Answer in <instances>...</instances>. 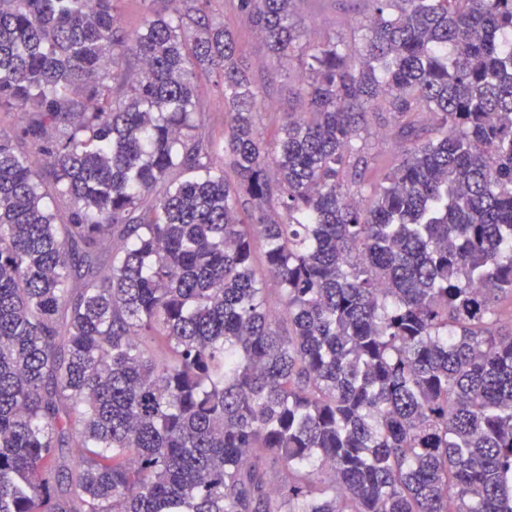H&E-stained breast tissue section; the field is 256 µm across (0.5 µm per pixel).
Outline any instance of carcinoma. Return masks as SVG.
I'll return each instance as SVG.
<instances>
[{"label":"carcinoma","instance_id":"obj_1","mask_svg":"<svg viewBox=\"0 0 512 512\" xmlns=\"http://www.w3.org/2000/svg\"><path fill=\"white\" fill-rule=\"evenodd\" d=\"M114 2L0 0V512H512V0H224L302 66L268 138L210 0ZM116 13L120 25L127 31L139 30L145 24L146 15L140 2L136 0H121L117 4ZM313 1L300 0L296 9L297 18L309 31L311 42H316L335 20L336 35L344 37V40L350 39V28L338 24L340 20H348L358 28L359 34L365 32L370 15L365 11L362 0H327L325 9L320 12L314 8ZM389 126L374 123L370 127V135L366 143V157L371 166L385 168L391 166L398 158L402 150L401 144L394 135L388 131Z\"/></svg>","mask_w":512,"mask_h":512}]
</instances>
